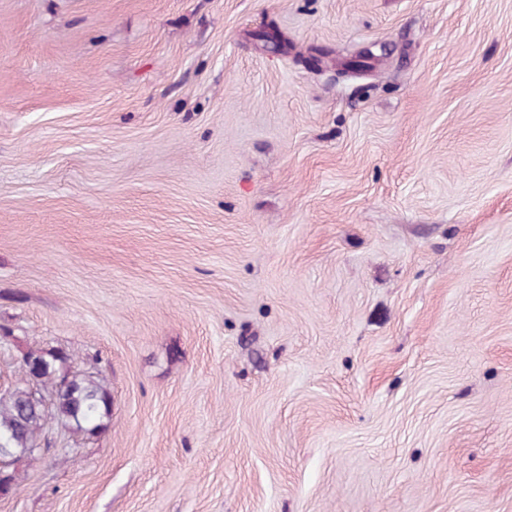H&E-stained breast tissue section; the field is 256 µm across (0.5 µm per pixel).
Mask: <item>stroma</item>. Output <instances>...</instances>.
<instances>
[{"label": "stroma", "instance_id": "35a3bbf8", "mask_svg": "<svg viewBox=\"0 0 512 512\" xmlns=\"http://www.w3.org/2000/svg\"><path fill=\"white\" fill-rule=\"evenodd\" d=\"M4 326L0 512H512V0H0ZM21 383L0 395V455L12 463L41 456L39 436L47 419L73 433L92 436L112 417V394L92 373L68 369L71 354L64 349L21 352ZM50 388L51 410L45 411L31 392V383Z\"/></svg>", "mask_w": 512, "mask_h": 512}]
</instances>
